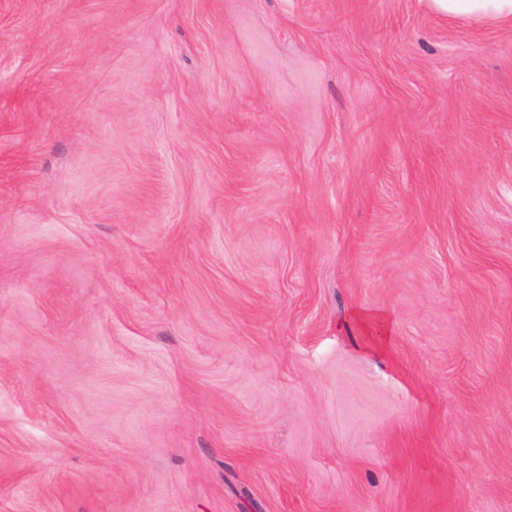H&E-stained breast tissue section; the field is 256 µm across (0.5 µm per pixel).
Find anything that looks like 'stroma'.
<instances>
[{"label": "stroma", "instance_id": "35a3bbf8", "mask_svg": "<svg viewBox=\"0 0 512 512\" xmlns=\"http://www.w3.org/2000/svg\"><path fill=\"white\" fill-rule=\"evenodd\" d=\"M0 512H512V26L0 0Z\"/></svg>", "mask_w": 512, "mask_h": 512}]
</instances>
